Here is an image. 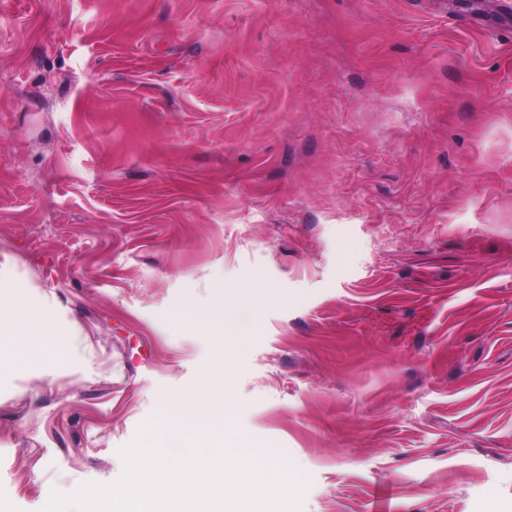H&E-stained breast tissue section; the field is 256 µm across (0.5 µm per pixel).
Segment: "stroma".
<instances>
[{
	"instance_id": "1",
	"label": "stroma",
	"mask_w": 512,
	"mask_h": 512,
	"mask_svg": "<svg viewBox=\"0 0 512 512\" xmlns=\"http://www.w3.org/2000/svg\"><path fill=\"white\" fill-rule=\"evenodd\" d=\"M0 294V512L220 354L304 512H512V0H0ZM3 309L7 310L6 314ZM56 336L59 334L51 318L32 322L25 310L11 308L0 294V353L14 351L24 356L33 355L39 346L56 344Z\"/></svg>"
}]
</instances>
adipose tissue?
Returning a JSON list of instances; mask_svg holds the SVG:
<instances>
[{
    "label": "adipose tissue",
    "mask_w": 512,
    "mask_h": 512,
    "mask_svg": "<svg viewBox=\"0 0 512 512\" xmlns=\"http://www.w3.org/2000/svg\"><path fill=\"white\" fill-rule=\"evenodd\" d=\"M56 336L51 318L30 321L25 310L10 307L8 300L0 296V352L29 356L39 346L54 343Z\"/></svg>",
    "instance_id": "obj_1"
}]
</instances>
